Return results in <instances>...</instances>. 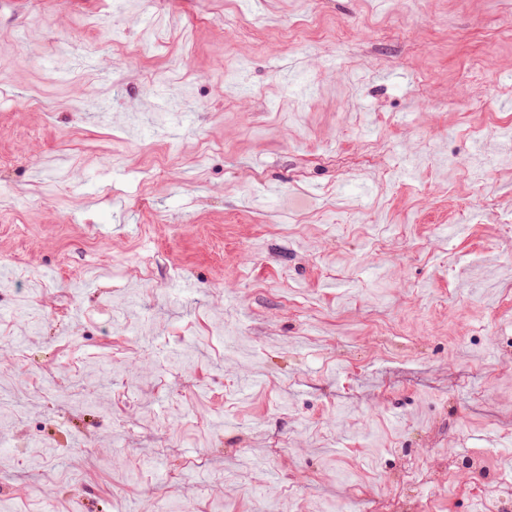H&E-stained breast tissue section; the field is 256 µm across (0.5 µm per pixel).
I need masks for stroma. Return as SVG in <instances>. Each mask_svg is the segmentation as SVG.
<instances>
[{
  "label": "stroma",
  "mask_w": 512,
  "mask_h": 512,
  "mask_svg": "<svg viewBox=\"0 0 512 512\" xmlns=\"http://www.w3.org/2000/svg\"><path fill=\"white\" fill-rule=\"evenodd\" d=\"M508 23L0 0V512H390L410 465L471 512L434 451L508 439L512 175L470 178L512 135Z\"/></svg>",
  "instance_id": "1"
}]
</instances>
